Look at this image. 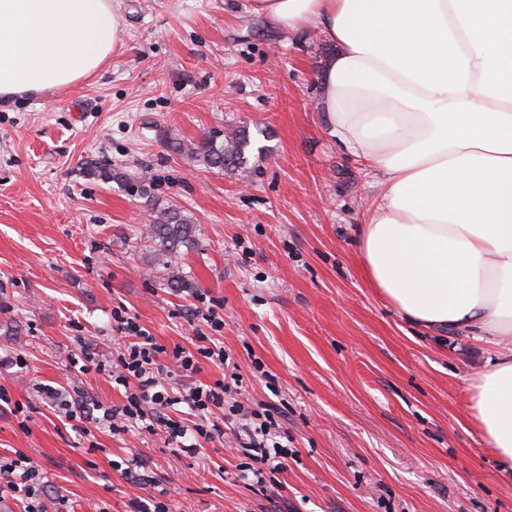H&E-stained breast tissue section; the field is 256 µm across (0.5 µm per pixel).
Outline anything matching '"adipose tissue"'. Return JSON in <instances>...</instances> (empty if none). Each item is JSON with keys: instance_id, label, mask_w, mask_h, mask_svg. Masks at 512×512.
<instances>
[{"instance_id": "obj_1", "label": "adipose tissue", "mask_w": 512, "mask_h": 512, "mask_svg": "<svg viewBox=\"0 0 512 512\" xmlns=\"http://www.w3.org/2000/svg\"><path fill=\"white\" fill-rule=\"evenodd\" d=\"M315 28L330 134L379 177L357 228L411 325L487 338L471 408L512 469V0H250ZM112 0H0V104L70 87L119 46Z\"/></svg>"}]
</instances>
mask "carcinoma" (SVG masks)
Wrapping results in <instances>:
<instances>
[{
	"label": "carcinoma",
	"instance_id": "carcinoma-1",
	"mask_svg": "<svg viewBox=\"0 0 512 512\" xmlns=\"http://www.w3.org/2000/svg\"><path fill=\"white\" fill-rule=\"evenodd\" d=\"M167 144L178 153H186L204 168L222 174L248 170L252 139L248 128L242 126L221 139L215 135H205L195 143L184 144L180 139L170 137ZM152 212L144 240L150 243L157 255L164 258L162 266L167 285L181 288L185 280L179 267L172 264L171 258L179 257L181 248L196 244L197 228L182 207L175 204L154 208Z\"/></svg>",
	"mask_w": 512,
	"mask_h": 512
}]
</instances>
